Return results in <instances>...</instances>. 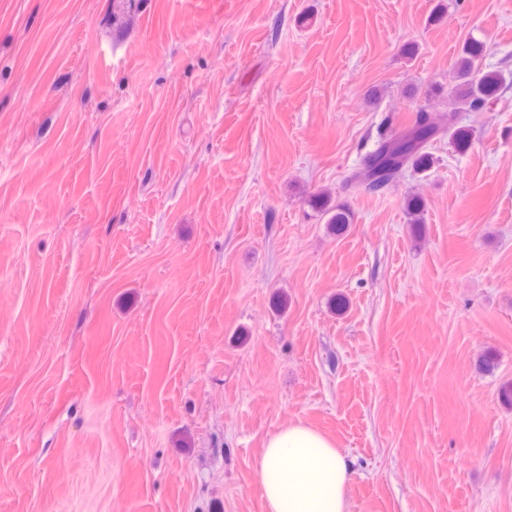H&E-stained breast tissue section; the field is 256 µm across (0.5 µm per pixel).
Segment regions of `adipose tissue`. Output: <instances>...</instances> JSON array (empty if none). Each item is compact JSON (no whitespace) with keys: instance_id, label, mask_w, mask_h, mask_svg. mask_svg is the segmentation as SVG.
Masks as SVG:
<instances>
[{"instance_id":"ef3b65f1","label":"adipose tissue","mask_w":512,"mask_h":512,"mask_svg":"<svg viewBox=\"0 0 512 512\" xmlns=\"http://www.w3.org/2000/svg\"><path fill=\"white\" fill-rule=\"evenodd\" d=\"M347 455L307 424L268 435L257 468L266 512H350Z\"/></svg>"}]
</instances>
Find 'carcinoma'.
I'll list each match as a JSON object with an SVG mask.
<instances>
[{"instance_id": "carcinoma-1", "label": "carcinoma", "mask_w": 512, "mask_h": 512, "mask_svg": "<svg viewBox=\"0 0 512 512\" xmlns=\"http://www.w3.org/2000/svg\"><path fill=\"white\" fill-rule=\"evenodd\" d=\"M484 51L480 42H469L463 48L456 66V83L448 93V125L434 123L427 109H417V118L412 127L390 137L381 138L376 149L369 155L365 168L354 175L373 191H379L396 180L407 167L418 172L427 171L433 164V157L427 151L430 142L439 135H446L459 151L468 148L470 134L467 129L456 126L459 112H481L488 104L498 100L507 86L504 74L497 71H483L478 61ZM312 203L326 217L334 231L340 232L350 223L351 214L344 208L330 205V199L318 193ZM405 210L410 223H424V202L416 195L405 199Z\"/></svg>"}]
</instances>
